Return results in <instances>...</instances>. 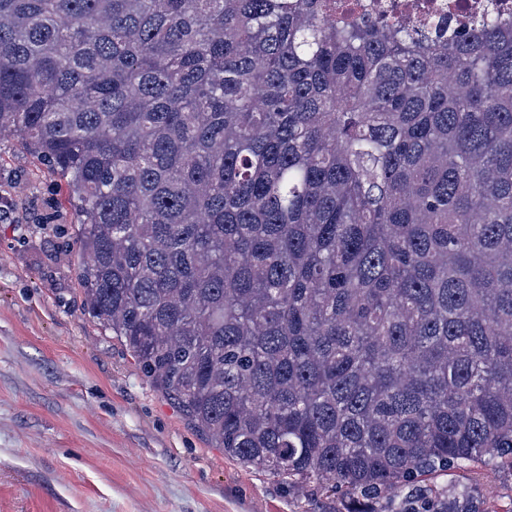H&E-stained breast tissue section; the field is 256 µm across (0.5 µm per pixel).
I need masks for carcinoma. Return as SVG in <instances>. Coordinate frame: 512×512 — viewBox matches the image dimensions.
Returning a JSON list of instances; mask_svg holds the SVG:
<instances>
[{
    "instance_id": "cac0c4a2",
    "label": "carcinoma",
    "mask_w": 512,
    "mask_h": 512,
    "mask_svg": "<svg viewBox=\"0 0 512 512\" xmlns=\"http://www.w3.org/2000/svg\"><path fill=\"white\" fill-rule=\"evenodd\" d=\"M324 0H0V138L64 179L83 306L224 454L344 512L512 471V25Z\"/></svg>"
}]
</instances>
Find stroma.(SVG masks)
I'll return each mask as SVG.
<instances>
[{
	"label": "stroma",
	"mask_w": 512,
	"mask_h": 512,
	"mask_svg": "<svg viewBox=\"0 0 512 512\" xmlns=\"http://www.w3.org/2000/svg\"><path fill=\"white\" fill-rule=\"evenodd\" d=\"M65 182L0 141V512H322L323 499L214 447L83 310ZM479 480L512 512V472Z\"/></svg>",
	"instance_id": "35a3bbf8"
}]
</instances>
